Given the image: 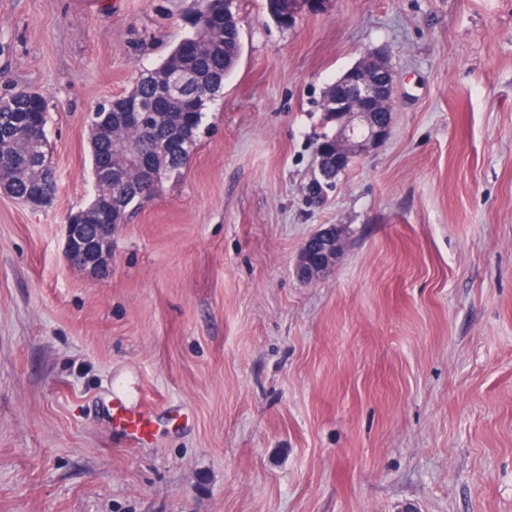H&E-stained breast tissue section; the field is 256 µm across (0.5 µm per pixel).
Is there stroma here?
I'll return each instance as SVG.
<instances>
[{
    "label": "stroma",
    "instance_id": "1",
    "mask_svg": "<svg viewBox=\"0 0 512 512\" xmlns=\"http://www.w3.org/2000/svg\"><path fill=\"white\" fill-rule=\"evenodd\" d=\"M194 0H0V93L47 99L58 180L0 193V512H512V0H330L289 29L241 0L242 55L180 179L96 275L87 116ZM390 138L322 203L325 89L370 50ZM343 225L331 275L302 241ZM156 406L133 441L112 390Z\"/></svg>",
    "mask_w": 512,
    "mask_h": 512
}]
</instances>
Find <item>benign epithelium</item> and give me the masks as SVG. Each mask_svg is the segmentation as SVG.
<instances>
[{
    "mask_svg": "<svg viewBox=\"0 0 512 512\" xmlns=\"http://www.w3.org/2000/svg\"><path fill=\"white\" fill-rule=\"evenodd\" d=\"M329 0H280L282 22L293 25L305 15L321 12ZM395 77L388 57L381 51L366 52L336 81V100L324 102L330 113L333 135L331 152L336 156V174L370 150L383 145L391 134V114L395 109ZM153 109L177 126L183 137L190 132L184 121H177L174 99L162 94L152 101ZM141 104L127 99L121 108V121L136 128L141 123ZM329 181L323 160H318V175L306 186L312 198L321 196ZM116 224H101L93 233L85 225L67 222L64 227V252L68 262L85 270L103 274L112 253V235ZM344 244L341 226L331 224L309 236L301 246L297 275L304 282L324 278L336 269V260Z\"/></svg>",
    "mask_w": 512,
    "mask_h": 512,
    "instance_id": "1",
    "label": "benign epithelium"
}]
</instances>
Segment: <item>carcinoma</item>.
Masks as SVG:
<instances>
[{"label": "carcinoma", "mask_w": 512, "mask_h": 512, "mask_svg": "<svg viewBox=\"0 0 512 512\" xmlns=\"http://www.w3.org/2000/svg\"><path fill=\"white\" fill-rule=\"evenodd\" d=\"M239 26V8L227 14L218 13L211 18L192 21L186 38H205L204 52L194 59H188L180 52V44H174L168 55L155 67L144 71L127 96L147 104L150 98L162 89L160 77L183 68L193 70L197 82L181 88L179 97L195 98L196 112L192 113L197 125H202L208 106L216 100L207 85L211 77L217 75L227 80L235 70L241 55V46L235 40V30ZM116 97L95 110L91 129V174L93 193L102 198L103 205L89 223L97 224L111 217L109 195L112 192V174H100L99 168L112 169V161H120L122 150L119 144L128 141L138 151L153 155L163 176L159 182L178 179L183 174L186 161L197 149L198 138L176 139L174 130L160 115L144 111L141 113V128L125 130L112 129L109 115L117 113ZM43 127L48 123V112L43 96L33 90L18 89L0 94V168L7 175V188L17 199L26 196L52 197L57 183L54 171L40 168L38 159L48 154V139L31 141L25 137L24 123L29 113ZM129 192L122 206V218L129 217L146 201L147 191L153 189V180L137 177L127 170Z\"/></svg>", "instance_id": "cac0c4a2"}]
</instances>
